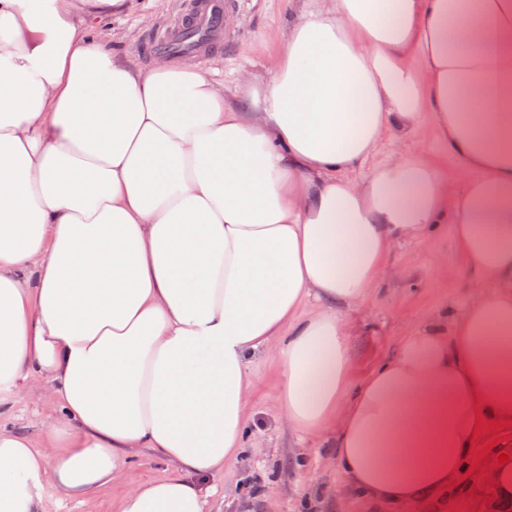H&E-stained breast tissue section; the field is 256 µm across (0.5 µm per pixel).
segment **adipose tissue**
I'll use <instances>...</instances> for the list:
<instances>
[{
  "instance_id": "1",
  "label": "adipose tissue",
  "mask_w": 512,
  "mask_h": 512,
  "mask_svg": "<svg viewBox=\"0 0 512 512\" xmlns=\"http://www.w3.org/2000/svg\"><path fill=\"white\" fill-rule=\"evenodd\" d=\"M135 7L0 0V394L42 378L60 407L44 449L0 431V512H40L49 473L87 497L137 448L174 471L117 512H206L261 352L289 430L377 505L424 503L477 419L512 421V0H307L234 105L192 65L116 58L101 20ZM427 123L455 192L383 150ZM442 224L481 281L354 385L341 308Z\"/></svg>"
}]
</instances>
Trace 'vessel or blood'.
Listing matches in <instances>:
<instances>
[{
	"label": "vessel or blood",
	"instance_id": "vessel-or-blood-1",
	"mask_svg": "<svg viewBox=\"0 0 512 512\" xmlns=\"http://www.w3.org/2000/svg\"><path fill=\"white\" fill-rule=\"evenodd\" d=\"M234 5L235 0H189L176 28L146 38L144 54L168 53L177 58L190 55L206 61L224 25V14Z\"/></svg>",
	"mask_w": 512,
	"mask_h": 512
}]
</instances>
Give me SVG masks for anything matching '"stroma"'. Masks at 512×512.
Instances as JSON below:
<instances>
[{
	"label": "stroma",
	"instance_id": "obj_1",
	"mask_svg": "<svg viewBox=\"0 0 512 512\" xmlns=\"http://www.w3.org/2000/svg\"><path fill=\"white\" fill-rule=\"evenodd\" d=\"M303 6L304 0H243L239 10L226 16L219 47L201 68L223 80L227 101H236L242 93L241 72L265 76L275 68L288 21ZM183 7L184 0H141L130 14L107 18L113 54L141 67L151 65V58L139 55V42L180 20ZM418 140L445 185L456 190L466 175L462 163L447 152L433 126H426ZM388 263L390 276L376 285L368 300L341 311L359 381L391 357L433 313L465 304L473 282L480 278L479 271L459 256L450 224L442 225L433 240L394 245ZM253 373L256 393L248 446L243 455L225 464L223 474L211 478L215 492L209 512H384L347 486L339 467L329 459L326 442L298 441L280 422L276 361L257 357ZM57 413L48 383H29L0 401V428L37 442L44 424ZM171 469L150 449L139 448L128 455L121 478L93 498L62 496L53 479H46L42 512H115L126 492L166 476ZM448 487L447 494L427 502L426 512H493L496 496L476 472L463 480L451 479Z\"/></svg>",
	"mask_w": 512,
	"mask_h": 512
}]
</instances>
